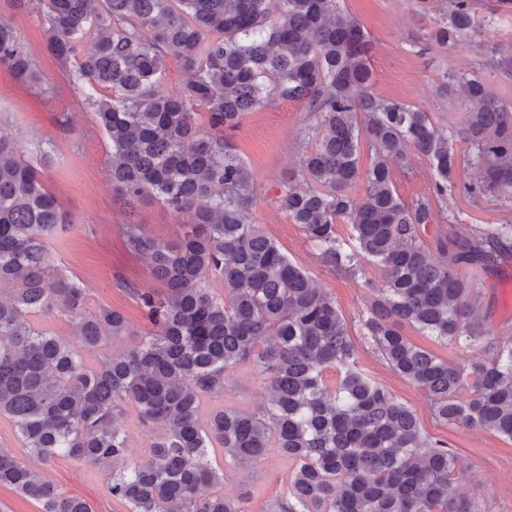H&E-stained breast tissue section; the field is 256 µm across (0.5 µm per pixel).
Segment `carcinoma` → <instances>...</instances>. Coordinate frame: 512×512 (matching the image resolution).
Returning a JSON list of instances; mask_svg holds the SVG:
<instances>
[{"label": "carcinoma", "instance_id": "1", "mask_svg": "<svg viewBox=\"0 0 512 512\" xmlns=\"http://www.w3.org/2000/svg\"><path fill=\"white\" fill-rule=\"evenodd\" d=\"M336 3L47 0L48 50L75 62L77 79L110 91L90 107L108 141L118 201L130 211L158 202L187 223L172 242L121 225L166 287L130 289L150 323L132 329L120 312L89 307L88 288L56 264L50 240L72 218L0 135V416L46 466L61 456L112 465L106 489L126 512H248L247 498L219 492L224 471L208 463L217 447L240 465L271 450L296 461L287 496L269 512H490L485 496L455 491V450L424 436L413 411L357 367L333 300L248 220L255 184L224 131L276 100L300 103L316 116V142L300 159L306 186L281 195L288 217L327 269L356 277L365 274L361 259L374 264L381 287L355 321L374 351L425 391L436 419L512 441V340L486 328L461 271L511 252L512 224H474L465 240L438 239L445 261L423 247L420 231L448 206L461 159L429 113L371 91L369 40ZM471 33V0H448L431 38L446 45ZM170 58L185 75L175 95L159 90ZM0 65L21 83L38 79L3 20ZM442 88L471 104L454 131L475 169L463 197L477 210L482 198L511 200L512 104L476 75H446ZM198 105L210 133L195 123ZM363 136L372 152L366 169ZM411 152L427 157L433 182L429 196L407 203L393 165L408 171ZM342 222L351 225L347 241ZM52 313L72 320L76 342L34 325ZM405 325L446 343L464 336L482 355L452 365L412 343ZM122 336L136 341L86 366L81 350ZM244 365L262 377L266 407L205 412L206 399L224 394L226 372ZM329 370L339 373L332 386ZM131 407L156 433L150 458L135 464L121 426ZM1 485L41 512H94L4 448Z\"/></svg>", "mask_w": 512, "mask_h": 512}]
</instances>
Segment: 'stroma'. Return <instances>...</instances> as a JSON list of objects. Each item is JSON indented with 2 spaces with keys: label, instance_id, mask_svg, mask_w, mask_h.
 Here are the masks:
<instances>
[{
  "label": "stroma",
  "instance_id": "obj_1",
  "mask_svg": "<svg viewBox=\"0 0 512 512\" xmlns=\"http://www.w3.org/2000/svg\"><path fill=\"white\" fill-rule=\"evenodd\" d=\"M445 0H339L340 10L356 19L372 42L370 65L372 90L383 98L400 100L429 113L440 126L458 127L469 110L462 98L439 96L444 74H478L490 94L512 99V78L492 64L494 48L512 50V8L499 9L497 0H472L481 32L456 45L426 44L425 39L440 17ZM41 0H0V19L17 31L40 75L39 82L24 85L0 65V134L11 137L19 155L42 172L46 188L74 222L73 229L52 239L50 248L61 266L90 290L92 306L121 311L135 329H146L142 310L129 286L158 287L145 256L132 252L121 235L124 224L142 225L149 235L175 239L183 222L156 202L125 210L116 198L108 176L107 140L87 104L100 97L99 88L74 82L75 63L61 64L45 46ZM315 119L294 102L274 104L246 113L227 137L247 162L257 188V203L249 213L289 258L306 268L317 286L332 298L350 319L358 366L385 387L416 415L422 431L448 442L463 468L456 486L470 495L483 493L492 512H512V442L486 430L437 421L426 393L395 373L374 353L354 318L373 296V282L380 276L374 267L357 278L337 275L325 268L319 250L299 225L280 206L285 183L301 185L300 159L315 143ZM410 174L395 171L399 195L412 202L428 193L432 182L427 159L409 157ZM475 214L459 193L448 197L447 210L436 214L433 224L421 233L427 248L437 239L465 238ZM471 284L469 300L475 303L490 330L512 336V256L488 270H466ZM265 388L249 366L229 370L223 395L207 399L206 409L236 408L255 411L265 403ZM213 466L224 469V495L245 496L249 512H265L267 504L284 497L294 464L270 453L249 467H237L222 455L211 457ZM59 489L88 501L95 512H125L112 500L104 469L66 458H56L48 470Z\"/></svg>",
  "mask_w": 512,
  "mask_h": 512
}]
</instances>
